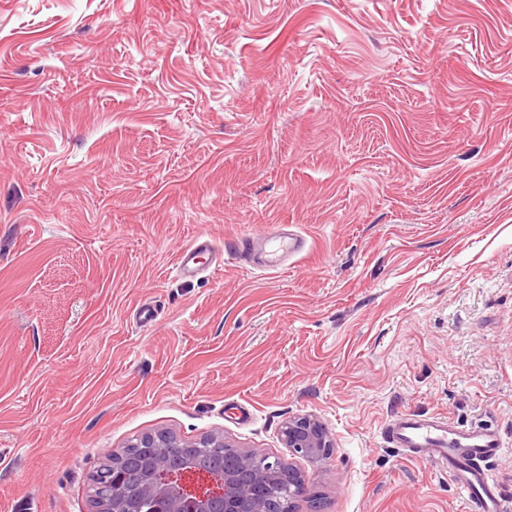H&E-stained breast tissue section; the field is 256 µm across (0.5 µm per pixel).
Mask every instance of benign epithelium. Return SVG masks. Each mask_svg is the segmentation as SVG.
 <instances>
[{"mask_svg":"<svg viewBox=\"0 0 512 512\" xmlns=\"http://www.w3.org/2000/svg\"><path fill=\"white\" fill-rule=\"evenodd\" d=\"M286 447L294 454L315 458L330 452L334 444L326 427L309 417H294L282 430ZM146 453L145 471L136 498L123 490L121 454L114 453L108 470L92 477L93 512H273L275 498L284 488L301 483L291 463L256 452L234 450L242 468L254 474L242 485L227 470L214 474L186 460L179 469L169 468V434L159 432L136 444Z\"/></svg>","mask_w":512,"mask_h":512,"instance_id":"7a95c632","label":"benign epithelium"}]
</instances>
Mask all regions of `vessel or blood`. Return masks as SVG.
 Returning a JSON list of instances; mask_svg holds the SVG:
<instances>
[{"instance_id":"1","label":"vessel or blood","mask_w":512,"mask_h":512,"mask_svg":"<svg viewBox=\"0 0 512 512\" xmlns=\"http://www.w3.org/2000/svg\"><path fill=\"white\" fill-rule=\"evenodd\" d=\"M255 245L285 251L287 257L292 258L305 252L307 239L297 232L284 238L266 228L239 239L236 249L245 256ZM213 250L212 241L201 236L195 238L178 251L177 274L184 278L196 277L202 271L203 256ZM389 428L399 447L421 449L430 460L447 469L449 476L466 493L469 512H505L497 484L482 467L483 461L495 456L501 447L494 433L479 426L460 428L436 418L414 415L395 417Z\"/></svg>"}]
</instances>
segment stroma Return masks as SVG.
Instances as JSON below:
<instances>
[{
    "label": "stroma",
    "mask_w": 512,
    "mask_h": 512,
    "mask_svg": "<svg viewBox=\"0 0 512 512\" xmlns=\"http://www.w3.org/2000/svg\"><path fill=\"white\" fill-rule=\"evenodd\" d=\"M271 224L307 253L236 259ZM403 413L492 426L512 503V0H0V512H90L160 430L291 462L294 512H468ZM210 252L215 256L217 254V249L212 241L203 236L195 238L178 251L175 265L177 274L184 278L196 277L203 271L204 263L201 258L203 256L209 258ZM283 440L293 454L315 458L328 454L334 444L326 427L309 417H294L285 422Z\"/></svg>",
    "instance_id": "obj_1"
}]
</instances>
